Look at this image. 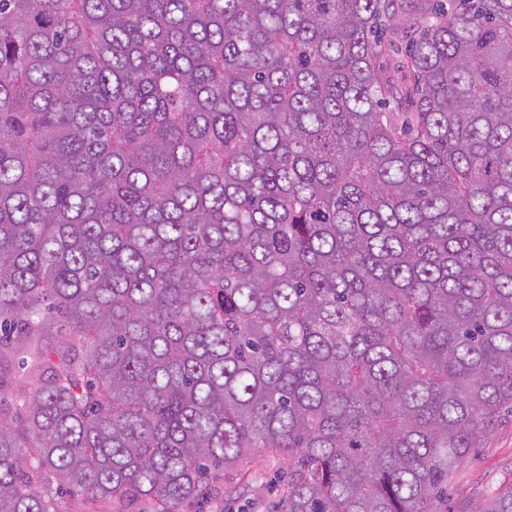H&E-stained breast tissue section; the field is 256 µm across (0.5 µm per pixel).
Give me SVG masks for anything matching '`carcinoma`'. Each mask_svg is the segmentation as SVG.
<instances>
[{
	"mask_svg": "<svg viewBox=\"0 0 512 512\" xmlns=\"http://www.w3.org/2000/svg\"><path fill=\"white\" fill-rule=\"evenodd\" d=\"M16 365L0 512L258 449L281 512H512L448 499L512 409V0H0ZM31 386L27 382L26 377L23 375L22 370L18 369L16 365V372L9 380L2 390L1 408L4 412L15 414L16 408L27 397Z\"/></svg>",
	"mask_w": 512,
	"mask_h": 512,
	"instance_id": "carcinoma-1",
	"label": "carcinoma"
}]
</instances>
